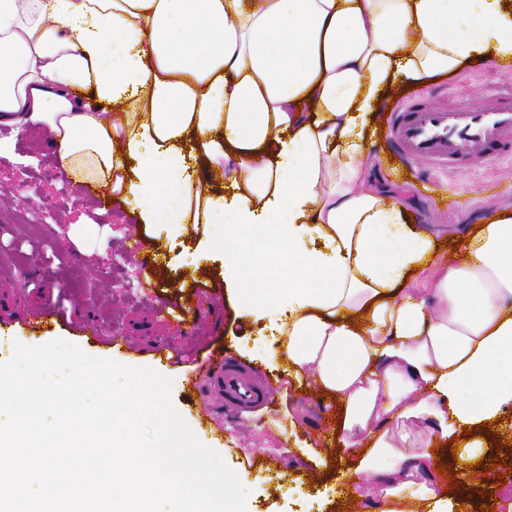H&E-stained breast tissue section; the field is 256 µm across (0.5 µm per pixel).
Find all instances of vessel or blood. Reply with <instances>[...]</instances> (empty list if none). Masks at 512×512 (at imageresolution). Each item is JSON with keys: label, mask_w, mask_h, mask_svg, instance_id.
<instances>
[{"label": "vessel or blood", "mask_w": 512, "mask_h": 512, "mask_svg": "<svg viewBox=\"0 0 512 512\" xmlns=\"http://www.w3.org/2000/svg\"><path fill=\"white\" fill-rule=\"evenodd\" d=\"M449 103L414 96L386 120L385 145L401 164L402 178L448 167L472 170L487 158L512 162V86L489 94L449 88ZM187 390L199 393V418L214 419L219 407L246 411L275 402L274 388L259 381L254 366L224 347L209 351L203 375L185 374Z\"/></svg>", "instance_id": "1"}]
</instances>
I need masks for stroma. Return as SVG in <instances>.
Returning a JSON list of instances; mask_svg holds the SVG:
<instances>
[{"mask_svg":"<svg viewBox=\"0 0 512 512\" xmlns=\"http://www.w3.org/2000/svg\"><path fill=\"white\" fill-rule=\"evenodd\" d=\"M507 82L512 83V66L487 60L408 92L437 93L455 84L481 92ZM8 135L13 148L0 155V322L10 323L14 340L28 343L32 315L44 310L59 326L57 338L88 355L170 378L177 412L248 489L247 512H338L334 461L315 439L336 406L287 385L281 345L267 324L244 315L226 290L223 255L208 246L207 225L173 233L164 225L136 223L118 202L108 211L98 208L93 188L68 181L45 136L0 128V137ZM386 158L383 148L371 155L369 177L397 194L413 223L441 247H452L456 234L487 216L512 209V195L486 188L503 175L497 160L474 171L439 173L445 195L474 205L436 215L416 179L388 177ZM133 239L142 247L131 258L125 249ZM201 290L215 299L202 304L192 340L172 324L165 308L195 301ZM219 344L257 366L277 394L274 406L249 414L245 426L223 414L214 433L198 424L182 376L202 366L206 346ZM159 347L166 360H158Z\"/></svg>","mask_w":512,"mask_h":512,"instance_id":"1","label":"stroma"}]
</instances>
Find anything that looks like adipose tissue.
<instances>
[{
  "label": "adipose tissue",
  "instance_id": "ef3b65f1",
  "mask_svg": "<svg viewBox=\"0 0 512 512\" xmlns=\"http://www.w3.org/2000/svg\"><path fill=\"white\" fill-rule=\"evenodd\" d=\"M485 60L512 64V0H0V124L47 129L137 223L208 225L290 381L341 403L342 492L362 475L380 512H467L430 479L446 444L488 468L481 431H512V212L441 260L366 160L401 87Z\"/></svg>",
  "mask_w": 512,
  "mask_h": 512
}]
</instances>
